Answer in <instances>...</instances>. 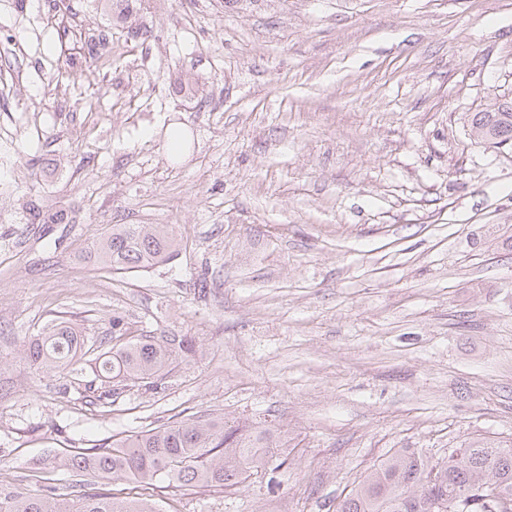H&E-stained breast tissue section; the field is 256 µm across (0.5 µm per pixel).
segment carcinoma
Instances as JSON below:
<instances>
[{
  "mask_svg": "<svg viewBox=\"0 0 512 512\" xmlns=\"http://www.w3.org/2000/svg\"><path fill=\"white\" fill-rule=\"evenodd\" d=\"M471 127L482 139L512 145V105L477 112ZM177 240L167 224H114L94 247L103 265L127 271L169 257ZM114 344L95 358L94 374L121 390L128 383L157 389L176 362L196 355L184 336H123L121 321L112 320ZM25 357L45 373H60L77 363L84 339L65 322L48 327L23 344ZM262 434L224 429L214 420L186 419L127 434L97 448L65 449L54 455V468L77 476L125 479L143 487H235L266 468L273 453ZM494 485L502 508L476 502L467 512H512V445L469 443L448 450L433 463L412 448H399L371 470L339 503L336 512H459L441 509L474 484ZM0 512H159L149 498H118L85 491L61 495L52 488L0 498Z\"/></svg>",
  "mask_w": 512,
  "mask_h": 512,
  "instance_id": "obj_1",
  "label": "carcinoma"
}]
</instances>
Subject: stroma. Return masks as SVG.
Wrapping results in <instances>:
<instances>
[{
  "instance_id": "35a3bbf8",
  "label": "stroma",
  "mask_w": 512,
  "mask_h": 512,
  "mask_svg": "<svg viewBox=\"0 0 512 512\" xmlns=\"http://www.w3.org/2000/svg\"><path fill=\"white\" fill-rule=\"evenodd\" d=\"M506 102L512 0H0V495L77 491L50 453L197 416L283 464L160 512H336L396 449L512 441V146L467 123ZM115 224L181 251L106 271ZM116 317L198 354L92 401L21 351Z\"/></svg>"
}]
</instances>
